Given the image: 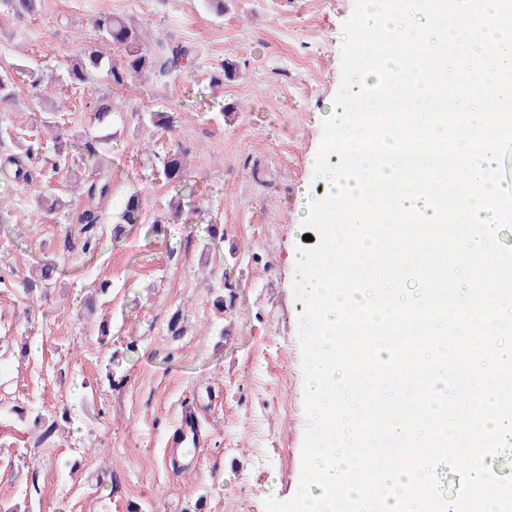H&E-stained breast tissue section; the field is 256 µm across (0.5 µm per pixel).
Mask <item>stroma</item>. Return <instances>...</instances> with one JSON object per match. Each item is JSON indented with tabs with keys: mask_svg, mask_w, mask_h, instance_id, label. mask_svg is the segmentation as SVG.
<instances>
[{
	"mask_svg": "<svg viewBox=\"0 0 512 512\" xmlns=\"http://www.w3.org/2000/svg\"><path fill=\"white\" fill-rule=\"evenodd\" d=\"M353 6L224 0L218 15L207 0H41L19 18L0 4L14 82L0 129L43 148L40 178L0 174L11 214L0 227V512H264L266 498L296 494L307 424L298 195L313 183ZM106 15L186 48L180 70L77 89L67 65L82 45L122 54L95 27ZM228 60L235 76L214 86ZM99 102L113 107L103 124ZM157 111L175 113L171 131L151 126ZM83 135L97 137L111 183L92 256L62 249L85 200L50 165H77ZM182 148L196 204L175 218L161 160ZM133 187L145 222L120 233ZM46 195L70 201L68 213L39 210ZM46 264L66 270L44 281ZM186 409L198 426L189 459L168 449ZM50 416L59 430L43 442Z\"/></svg>",
	"mask_w": 512,
	"mask_h": 512,
	"instance_id": "stroma-1",
	"label": "stroma"
}]
</instances>
